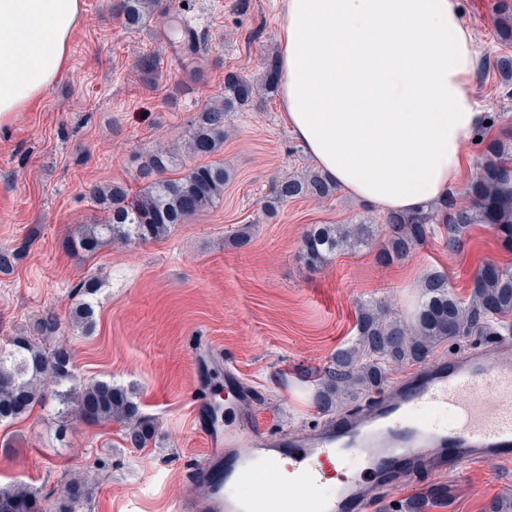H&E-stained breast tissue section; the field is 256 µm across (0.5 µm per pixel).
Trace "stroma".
I'll list each match as a JSON object with an SVG mask.
<instances>
[{
    "label": "stroma",
    "instance_id": "35a3bbf8",
    "mask_svg": "<svg viewBox=\"0 0 512 512\" xmlns=\"http://www.w3.org/2000/svg\"><path fill=\"white\" fill-rule=\"evenodd\" d=\"M172 0L177 19L205 41L204 77L167 26L125 28L112 0H84L65 74L28 111L0 127V247L28 242L21 261L0 273V344L23 334L51 312L61 331L49 345L66 344L76 371L132 389L156 434L146 447H129L120 424L70 417L56 437L51 408H34L0 423V486L26 482L57 499L70 480L89 478L88 512H176L198 498L192 480L205 443L197 429L224 369L233 366L248 396L243 412L272 435L301 434L324 417L315 407V378L337 349L355 338L358 309L383 302L395 314H414L425 274L439 271L450 289L468 297L487 262H512L493 230L474 225L457 247L444 233L389 265L376 255L385 242L376 225L373 246L309 267L301 239L312 224H347L370 207L338 191L326 202L289 201L268 215L263 201L273 177L301 172L311 160L289 131L278 97L233 113L228 136L213 159L231 178L217 207L172 227L146 244L105 245L94 257L65 246L102 212L94 188L134 184L136 170L156 149L183 148L190 122L224 94V75L260 78L265 56L278 49L284 0ZM496 0H462L482 67L473 86L485 112L512 124V97L492 69L505 48L495 36ZM156 61L147 78L141 57ZM249 242L235 243L238 233ZM102 280L96 326L82 335L70 324L75 286ZM440 488L439 512H486L512 498V461L460 473L414 471L386 486L375 512Z\"/></svg>",
    "mask_w": 512,
    "mask_h": 512
}]
</instances>
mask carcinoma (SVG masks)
Masks as SVG:
<instances>
[{
  "label": "carcinoma",
  "mask_w": 512,
  "mask_h": 512,
  "mask_svg": "<svg viewBox=\"0 0 512 512\" xmlns=\"http://www.w3.org/2000/svg\"><path fill=\"white\" fill-rule=\"evenodd\" d=\"M112 11L130 29L155 16L170 22V7L164 0H114ZM495 26L497 40L512 46V0H499ZM263 66L259 83L233 71L224 75L222 102L200 110L192 121L187 141L191 155L204 158L214 154L224 143V128L232 113L277 92L276 57L266 56ZM493 69L501 77V87L512 96V55L496 57ZM175 166L172 153L157 150L139 167L141 187L136 194L121 184L94 190L104 218L69 238L67 247L93 257L107 243L158 241L168 236L172 226L217 206L228 178L223 165L202 163L176 178L167 176ZM337 192V184L326 174L308 168L273 178L264 204L274 211L296 199L325 202ZM469 193V206L458 205L451 192L426 210L385 214L382 223L388 236L379 261L390 263L407 257L439 228L448 237V244L458 246L476 224L491 225L502 246L512 250V135L486 144L484 161ZM373 224L369 217L350 224H312L303 235V257L309 265L318 267L341 252L366 247L373 240ZM27 248L25 242L1 248L0 272L13 270ZM101 285L99 276L90 275L76 287L79 300L73 326L85 335L95 327V300ZM421 288L420 303L411 322L391 315L380 302L360 306L354 342L336 350L331 363L316 379L314 402L318 408L325 412L344 409L360 395L382 389L390 370L422 364L444 343L472 334L512 335V264H485L467 299L456 296L440 273L427 275ZM60 331L58 318L46 312L34 321L29 333L13 337L8 348L0 346V422L15 421L33 407H44L53 400L58 405V416L72 411L89 423H120L130 447H145L154 426L142 415L132 393L110 380L77 377L65 346L43 345ZM88 503L87 482L79 478L71 480L63 497L53 502L30 484L15 482L0 487V512H16L18 505L25 507L24 512H85ZM438 505L439 496L432 495L408 499L401 509L429 512Z\"/></svg>",
  "instance_id": "1"
}]
</instances>
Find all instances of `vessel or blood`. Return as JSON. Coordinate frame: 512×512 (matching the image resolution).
Masks as SVG:
<instances>
[{"mask_svg":"<svg viewBox=\"0 0 512 512\" xmlns=\"http://www.w3.org/2000/svg\"><path fill=\"white\" fill-rule=\"evenodd\" d=\"M225 424L201 430L196 478L202 512H284L267 494L233 486L263 480L307 495L310 512H371L379 488L412 468L459 472L512 459V340L435 359L394 382L366 410L302 437L265 435L239 411L246 389L224 374Z\"/></svg>","mask_w":512,"mask_h":512,"instance_id":"obj_1","label":"vessel or blood"}]
</instances>
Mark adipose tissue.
Wrapping results in <instances>:
<instances>
[{
    "instance_id": "ef3b65f1",
    "label": "adipose tissue",
    "mask_w": 512,
    "mask_h": 512,
    "mask_svg": "<svg viewBox=\"0 0 512 512\" xmlns=\"http://www.w3.org/2000/svg\"><path fill=\"white\" fill-rule=\"evenodd\" d=\"M82 0H0V126L68 68ZM283 118L345 191L383 212L444 199L485 126L461 0H285Z\"/></svg>"
}]
</instances>
